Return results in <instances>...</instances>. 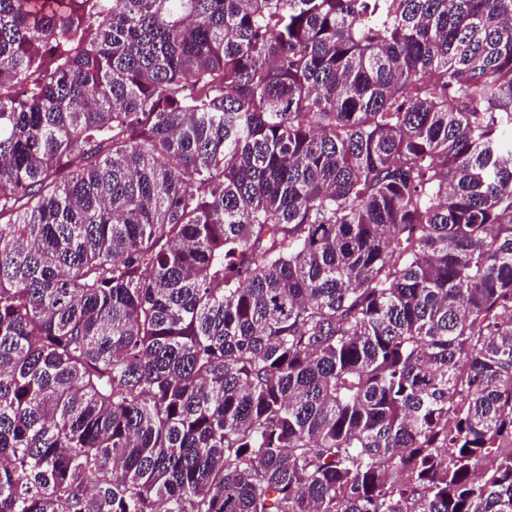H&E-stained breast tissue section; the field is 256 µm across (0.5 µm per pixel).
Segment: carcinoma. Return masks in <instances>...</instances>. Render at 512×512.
I'll use <instances>...</instances> for the list:
<instances>
[{
	"label": "carcinoma",
	"mask_w": 512,
	"mask_h": 512,
	"mask_svg": "<svg viewBox=\"0 0 512 512\" xmlns=\"http://www.w3.org/2000/svg\"><path fill=\"white\" fill-rule=\"evenodd\" d=\"M0 512H512V0H0Z\"/></svg>",
	"instance_id": "1"
}]
</instances>
